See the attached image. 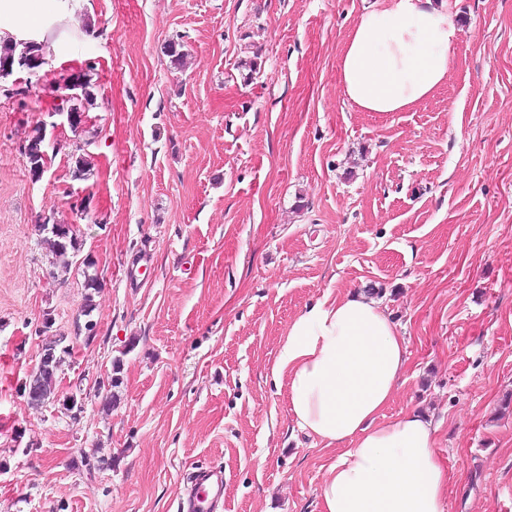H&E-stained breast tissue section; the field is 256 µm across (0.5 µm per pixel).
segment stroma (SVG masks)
Returning <instances> with one entry per match:
<instances>
[{
	"label": "stroma",
	"mask_w": 512,
	"mask_h": 512,
	"mask_svg": "<svg viewBox=\"0 0 512 512\" xmlns=\"http://www.w3.org/2000/svg\"><path fill=\"white\" fill-rule=\"evenodd\" d=\"M370 2L88 0L46 64L0 78V512H172L210 465L223 512H320L336 452L271 368L301 312L367 291L407 341L385 415L438 424L447 512H512V0H446L447 83L386 114L339 85ZM78 70L74 130L51 109ZM48 218L80 244L56 278ZM52 340L35 407L21 387ZM67 80L72 83L73 85L78 86V90H80V94L78 97L72 99V103L69 105V107L65 110L64 107L57 108L53 114H57L60 116H64L67 123L70 125V127L74 130L78 129L84 121V111L82 110L81 104L82 101H89V99L92 97L91 94V79L89 78V75L86 72L83 71H77L73 72L69 75ZM73 119H72V114ZM72 120V121H71ZM71 122V123H70ZM44 137L38 130L36 134L27 140L25 145V155L29 161L31 172L34 176L39 177L43 172L45 163V153L43 150ZM56 342L46 344L35 372L27 381L28 401L31 405H40L54 392L55 369L60 361L55 355Z\"/></svg>",
	"instance_id": "obj_1"
}]
</instances>
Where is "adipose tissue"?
<instances>
[{
    "label": "adipose tissue",
    "instance_id": "obj_1",
    "mask_svg": "<svg viewBox=\"0 0 512 512\" xmlns=\"http://www.w3.org/2000/svg\"><path fill=\"white\" fill-rule=\"evenodd\" d=\"M82 0H0V40L56 42ZM457 26L444 0H374L339 59L344 95L363 112H404L448 80ZM406 361V340L378 300L348 294L297 316L272 372L299 430L339 445L321 512H446L436 427L410 412L380 416Z\"/></svg>",
    "mask_w": 512,
    "mask_h": 512
}]
</instances>
